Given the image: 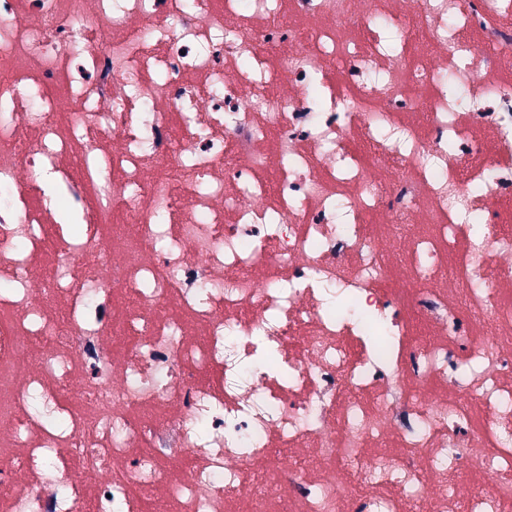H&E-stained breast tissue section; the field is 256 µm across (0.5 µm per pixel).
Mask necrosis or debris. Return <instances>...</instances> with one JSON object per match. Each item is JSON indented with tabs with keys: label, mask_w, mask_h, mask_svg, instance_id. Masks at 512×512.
I'll list each match as a JSON object with an SVG mask.
<instances>
[{
	"label": "necrosis or debris",
	"mask_w": 512,
	"mask_h": 512,
	"mask_svg": "<svg viewBox=\"0 0 512 512\" xmlns=\"http://www.w3.org/2000/svg\"><path fill=\"white\" fill-rule=\"evenodd\" d=\"M151 501L512 512V0H0V512Z\"/></svg>",
	"instance_id": "obj_1"
}]
</instances>
